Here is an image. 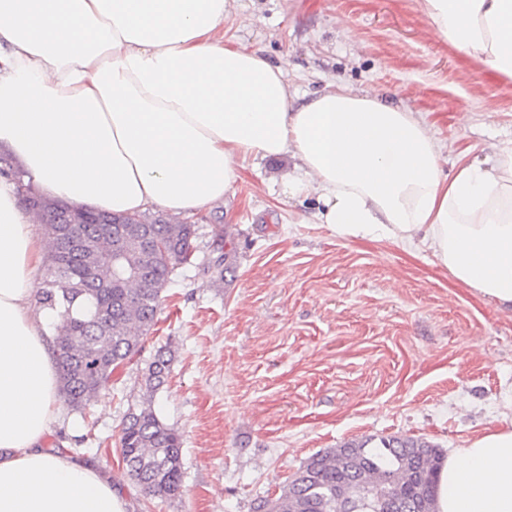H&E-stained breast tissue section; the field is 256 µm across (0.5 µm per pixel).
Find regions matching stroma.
Returning <instances> with one entry per match:
<instances>
[{
  "label": "stroma",
  "instance_id": "obj_1",
  "mask_svg": "<svg viewBox=\"0 0 512 512\" xmlns=\"http://www.w3.org/2000/svg\"><path fill=\"white\" fill-rule=\"evenodd\" d=\"M225 40L283 65L298 102L343 87L419 115L443 174L512 146V79L430 24L423 0H235ZM291 157L249 161L199 225L136 361L86 415L60 405L43 446L111 475L127 512H253L310 455L371 436L462 447L512 429V308L425 249L339 236L317 194L287 197ZM223 250V281L202 271ZM170 348L166 384L144 372ZM150 401L182 439L181 494L144 497L120 451L130 406Z\"/></svg>",
  "mask_w": 512,
  "mask_h": 512
}]
</instances>
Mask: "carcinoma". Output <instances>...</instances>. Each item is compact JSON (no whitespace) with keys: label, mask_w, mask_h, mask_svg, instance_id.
I'll return each instance as SVG.
<instances>
[{"label":"carcinoma","mask_w":512,"mask_h":512,"mask_svg":"<svg viewBox=\"0 0 512 512\" xmlns=\"http://www.w3.org/2000/svg\"><path fill=\"white\" fill-rule=\"evenodd\" d=\"M24 190L27 208L45 225L47 265L38 297L55 324L60 393L83 413L112 374L141 350L155 325L161 294L177 266L190 261L195 224L162 216H119L86 210L70 223V207ZM123 251L114 253L113 232ZM172 353L160 348L145 372L149 392L165 383ZM121 455L131 478L149 497L174 499L183 478L182 440L151 404L129 409L121 427ZM442 449L408 436L351 440L308 457L281 494L255 512H436Z\"/></svg>","instance_id":"cac0c4a2"}]
</instances>
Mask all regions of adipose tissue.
<instances>
[{"label": "adipose tissue", "mask_w": 512, "mask_h": 512, "mask_svg": "<svg viewBox=\"0 0 512 512\" xmlns=\"http://www.w3.org/2000/svg\"><path fill=\"white\" fill-rule=\"evenodd\" d=\"M230 0H0V145L44 197L113 213L194 214L250 159L291 156L321 223L422 247L512 306V147L440 174L416 113L341 89L297 106L282 66L228 44ZM434 28L512 77V0H424ZM0 179V512H126L111 478L42 440L56 418L46 242ZM437 512H512V430L448 455Z\"/></svg>", "instance_id": "1"}]
</instances>
